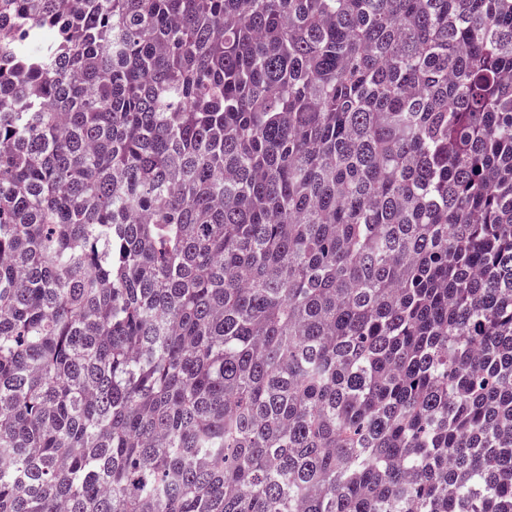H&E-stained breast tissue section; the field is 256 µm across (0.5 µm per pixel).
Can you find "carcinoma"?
Here are the masks:
<instances>
[{
  "label": "carcinoma",
  "mask_w": 512,
  "mask_h": 512,
  "mask_svg": "<svg viewBox=\"0 0 512 512\" xmlns=\"http://www.w3.org/2000/svg\"><path fill=\"white\" fill-rule=\"evenodd\" d=\"M0 512H512V0H0Z\"/></svg>",
  "instance_id": "cac0c4a2"
}]
</instances>
